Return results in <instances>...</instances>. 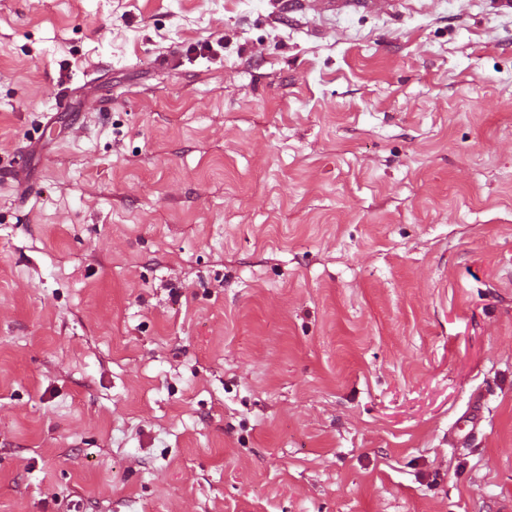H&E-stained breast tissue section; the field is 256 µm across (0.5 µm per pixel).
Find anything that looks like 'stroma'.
Here are the masks:
<instances>
[{"label":"stroma","instance_id":"stroma-1","mask_svg":"<svg viewBox=\"0 0 512 512\" xmlns=\"http://www.w3.org/2000/svg\"><path fill=\"white\" fill-rule=\"evenodd\" d=\"M391 2L0 0V512H512V6ZM482 421L481 409L479 406H473L463 417L462 424L457 426L451 432L454 441L457 443L464 442L472 433H474Z\"/></svg>","mask_w":512,"mask_h":512}]
</instances>
